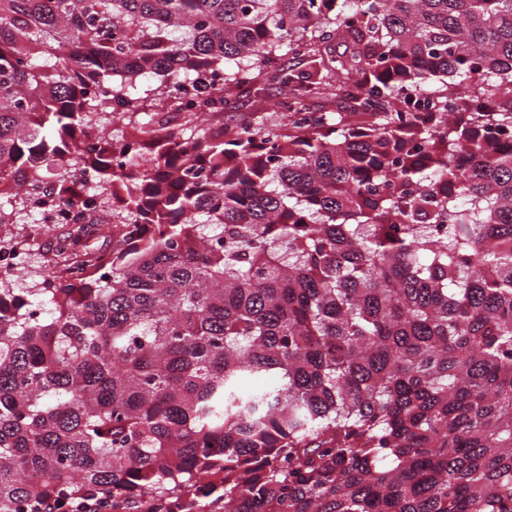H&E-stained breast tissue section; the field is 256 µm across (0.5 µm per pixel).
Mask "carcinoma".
I'll return each instance as SVG.
<instances>
[{"label": "carcinoma", "instance_id": "obj_1", "mask_svg": "<svg viewBox=\"0 0 512 512\" xmlns=\"http://www.w3.org/2000/svg\"><path fill=\"white\" fill-rule=\"evenodd\" d=\"M257 68L293 133H194ZM508 74L512 0H0V250L30 187L105 208L0 267V512H512ZM332 89L324 90L322 93L307 94L303 98L305 106L313 112L331 113L337 120L342 119L343 123L358 124L366 121L365 116L350 112L349 104L334 95Z\"/></svg>", "mask_w": 512, "mask_h": 512}]
</instances>
